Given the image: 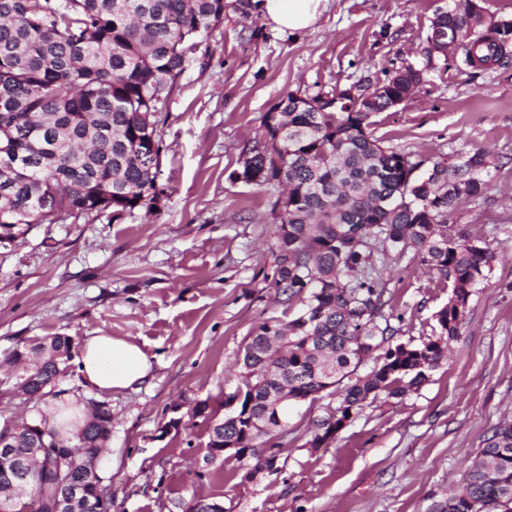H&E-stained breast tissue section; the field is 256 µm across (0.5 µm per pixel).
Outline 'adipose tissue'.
I'll return each instance as SVG.
<instances>
[{
    "instance_id": "1",
    "label": "adipose tissue",
    "mask_w": 512,
    "mask_h": 512,
    "mask_svg": "<svg viewBox=\"0 0 512 512\" xmlns=\"http://www.w3.org/2000/svg\"><path fill=\"white\" fill-rule=\"evenodd\" d=\"M322 0H263L261 9L277 26L291 31L311 27ZM79 370L88 388L112 392L146 383L152 362L135 343L107 335L89 337L81 350Z\"/></svg>"
}]
</instances>
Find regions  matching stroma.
<instances>
[{
	"instance_id": "stroma-1",
	"label": "stroma",
	"mask_w": 512,
	"mask_h": 512,
	"mask_svg": "<svg viewBox=\"0 0 512 512\" xmlns=\"http://www.w3.org/2000/svg\"><path fill=\"white\" fill-rule=\"evenodd\" d=\"M449 0H324L316 24L275 28L262 12L226 8L208 50L180 76L160 114L163 152L156 210L68 217L34 225L0 246V422L30 414L13 351L62 334L82 348L105 332L137 343L149 384L100 393L70 371L60 398L105 403L112 438L98 468L112 512H187L221 496L224 512H429L460 481L491 427L512 420V58L486 70L429 55L427 35ZM412 64L415 94L379 113L384 145L420 171L483 148L485 196L448 228L494 254L448 354L417 389L377 398L329 443L313 447L322 401L288 406L274 468L253 473L211 459L207 425L193 414L237 385L235 362L252 331L285 310L272 286L274 191L231 180L260 119L290 93L313 97L379 82ZM383 309L394 343L438 332L448 290L413 252L389 256Z\"/></svg>"
}]
</instances>
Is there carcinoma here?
<instances>
[{"label":"carcinoma","instance_id":"cac0c4a2","mask_svg":"<svg viewBox=\"0 0 512 512\" xmlns=\"http://www.w3.org/2000/svg\"><path fill=\"white\" fill-rule=\"evenodd\" d=\"M225 0H0V222L54 223L61 216L112 211L116 221L156 204L161 136L158 112L196 56L203 39L224 19ZM452 49L464 64L482 69L512 53L467 9H446ZM412 76L387 77L383 86L411 95ZM289 94L264 113L260 140L244 159L250 182L285 192L271 205L277 251L273 288L293 311L288 321L269 319L249 336L237 362L238 383L224 395L228 411L209 428L207 447L231 441L247 450L264 447L255 466H271L288 434V403L268 406L270 392L312 402L336 399L341 429L370 396L397 398L427 380L448 340L459 335L468 305L484 282L493 255L464 233L442 230L462 205L483 197L490 153L477 149L459 163L433 164L412 176L411 155L369 132L372 112H310ZM457 185L448 190V180ZM413 250L448 288V304L435 313L438 336L419 345H390V325L380 326L386 288L374 255ZM389 344L381 361L356 375L370 353ZM37 353L22 378L33 400L67 376L72 340L56 335L17 350V362ZM269 418L270 426L250 427ZM26 434L63 448L82 445L87 465L106 448L112 414L88 420L64 438L39 411L18 420ZM9 466L27 475L25 488L50 512L64 473L27 465L17 449ZM430 512H512V421L492 427L462 482Z\"/></svg>","mask_w":512,"mask_h":512}]
</instances>
